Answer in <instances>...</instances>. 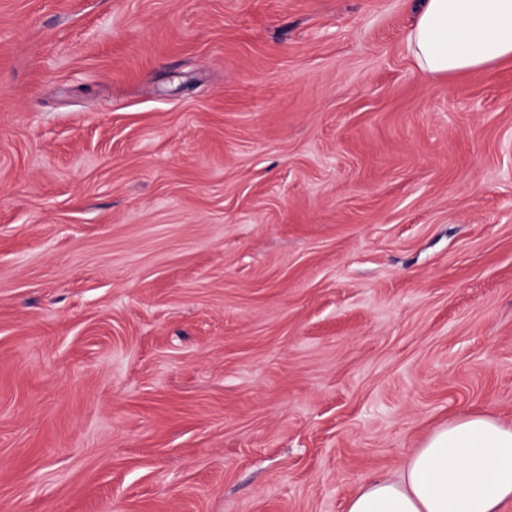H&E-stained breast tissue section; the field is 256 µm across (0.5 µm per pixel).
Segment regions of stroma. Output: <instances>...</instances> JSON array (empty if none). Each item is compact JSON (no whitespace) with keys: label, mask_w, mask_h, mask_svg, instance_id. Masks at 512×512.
<instances>
[{"label":"stroma","mask_w":512,"mask_h":512,"mask_svg":"<svg viewBox=\"0 0 512 512\" xmlns=\"http://www.w3.org/2000/svg\"><path fill=\"white\" fill-rule=\"evenodd\" d=\"M421 0H0V512H346L512 423V61ZM418 69L457 76L512 59V0H422L407 34Z\"/></svg>","instance_id":"1"}]
</instances>
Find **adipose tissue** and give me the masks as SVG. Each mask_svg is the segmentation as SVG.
I'll list each match as a JSON object with an SVG mask.
<instances>
[{"mask_svg": "<svg viewBox=\"0 0 512 512\" xmlns=\"http://www.w3.org/2000/svg\"><path fill=\"white\" fill-rule=\"evenodd\" d=\"M418 69L457 76L512 59V0H422L407 34ZM512 502V424L471 413L436 429L402 466L374 478L346 512H502Z\"/></svg>", "mask_w": 512, "mask_h": 512, "instance_id": "obj_1", "label": "adipose tissue"}]
</instances>
